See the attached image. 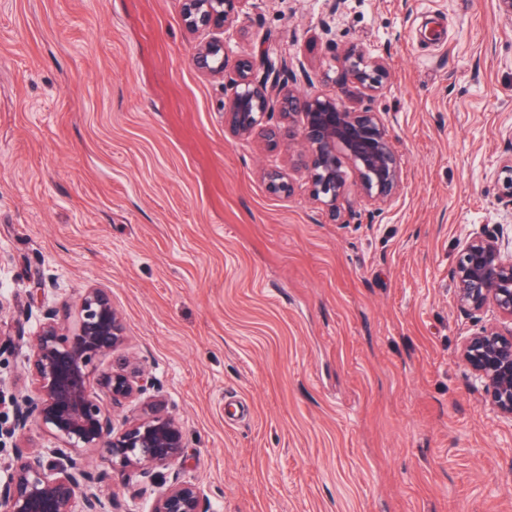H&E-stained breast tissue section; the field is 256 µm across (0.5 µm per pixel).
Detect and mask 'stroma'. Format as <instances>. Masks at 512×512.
<instances>
[{
	"instance_id": "35a3bbf8",
	"label": "stroma",
	"mask_w": 512,
	"mask_h": 512,
	"mask_svg": "<svg viewBox=\"0 0 512 512\" xmlns=\"http://www.w3.org/2000/svg\"><path fill=\"white\" fill-rule=\"evenodd\" d=\"M207 38L182 0H0V392L29 390L43 309L108 288L209 512H512V419L458 357L494 315L460 311L452 277L473 232L512 235V18L496 0H250L233 57L303 61L300 90L388 115L397 197L370 211L347 172L340 224L286 147L225 132L223 85L191 63ZM350 42L386 58L378 95L341 79ZM275 166L291 194L269 192ZM228 396L247 420L226 422ZM16 445L57 442L5 439L0 484ZM89 461L111 512H149L161 485Z\"/></svg>"
}]
</instances>
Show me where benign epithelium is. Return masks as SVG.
<instances>
[{
    "mask_svg": "<svg viewBox=\"0 0 512 512\" xmlns=\"http://www.w3.org/2000/svg\"><path fill=\"white\" fill-rule=\"evenodd\" d=\"M249 0H183L186 24L213 33L194 54L192 65L205 76L224 81V129L235 139H259L270 147L298 141L307 170L309 193L334 222L346 194L344 167L354 170L365 205H391L401 182V158L380 112L352 109L336 99L302 93L289 80L288 60L264 55L230 61L226 32L234 27ZM341 73L360 93L383 90L390 72L381 56L360 44L342 47ZM269 190L288 194L292 183L279 170L266 173ZM501 196L512 204V156L498 171ZM453 276L463 311L496 319L466 337L459 356L482 389L485 403L512 418V242L495 229H483L459 252ZM124 341L122 317L111 292L90 288L73 323L63 325L57 311H43V322L30 340L26 368L32 390L11 398L9 435L36 424L58 442L45 455L13 448L11 475L0 485V512H73L82 497L84 512H108L99 476L87 461L89 450L103 452L114 471L138 470L151 483L154 468L182 464L184 434L180 423L154 395L156 384L137 362L123 359L100 368ZM108 402L98 399L97 391ZM148 395L142 411L114 430L112 414L131 400ZM152 512H208L203 488L173 471Z\"/></svg>",
    "mask_w": 512,
    "mask_h": 512,
    "instance_id": "benign-epithelium-1",
    "label": "benign epithelium"
}]
</instances>
